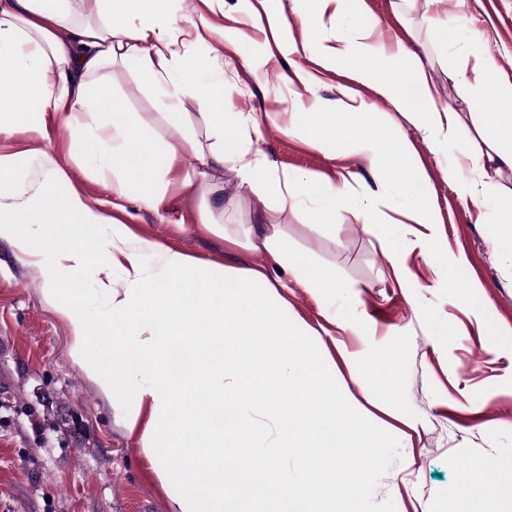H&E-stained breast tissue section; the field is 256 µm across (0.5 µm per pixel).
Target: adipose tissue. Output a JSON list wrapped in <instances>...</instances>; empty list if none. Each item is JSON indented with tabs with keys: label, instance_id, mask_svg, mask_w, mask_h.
Returning a JSON list of instances; mask_svg holds the SVG:
<instances>
[{
	"label": "adipose tissue",
	"instance_id": "adipose-tissue-1",
	"mask_svg": "<svg viewBox=\"0 0 512 512\" xmlns=\"http://www.w3.org/2000/svg\"><path fill=\"white\" fill-rule=\"evenodd\" d=\"M71 2L0 0V138L43 136L46 115H54L76 141L79 158L93 174L109 181L113 197L134 196L154 209L164 204L168 190H195L194 176L183 171L190 156L209 169L223 167L228 157L242 160V181L252 192L273 197L282 208L296 207L302 198H309L308 214L317 224L326 223L348 204L357 173H342L336 181L315 174L280 177L264 156L251 154L240 122L224 109L222 74L197 80L199 66L188 52L186 30L169 16L167 0H81L78 14ZM311 3V12L301 19L303 32H311L324 19L336 26L335 34L321 39L316 50L323 67L342 65L359 54L355 83L396 101L401 89L390 73L409 64L411 81L423 96L422 128L446 142L456 138L458 112L436 98L429 72L404 45L389 50L373 42L376 22L364 18L361 0ZM128 62L135 63L140 81L155 93L169 121L181 120L184 95L193 93L207 110L209 145L190 133L177 145L148 131L132 135L137 115L127 111L103 80L113 65ZM455 76L464 89L491 94V124L508 131L507 136L485 141L478 152L479 181L458 184L457 192L473 199L500 197V179L512 171V83L497 79L495 64L485 55L458 65ZM364 109L358 92L344 86L332 103L308 107L295 101L288 131L312 141L326 123L338 119L354 124ZM25 162V154L0 151V237L38 258L51 286L75 278L94 257L111 259L127 277L128 286L117 297L114 310L129 342L114 347L108 365L97 371L106 391L114 390L128 366H136L143 377V386L133 395L135 410L126 417L127 427H137L138 411L146 407L153 418L143 432L146 444H154L155 423L162 420L171 450L212 452L219 439L234 448L247 446L254 437L253 421L244 417L215 427L211 416L224 409V387L201 372L224 364L223 356L215 352L218 336H275L280 356H288L292 337L301 335L303 328L279 316L277 309L284 299L276 288L260 272L215 267L165 247L160 250L164 277L143 283L140 256L127 247L126 225L113 222L110 237L101 239L98 227L104 216L89 209L77 193H62L68 180L65 170L54 159H46L43 179L31 192L16 178ZM376 180L377 187L365 190V204L351 206L356 221L388 224L398 210L408 223L435 224L426 176L402 136L388 135ZM26 224L47 225L49 232L32 237L22 230ZM260 246L282 261L303 287L326 297L334 294V278L286 254L278 231L265 234ZM188 342L193 348L181 372L160 363L161 347L176 349ZM133 351L138 360L130 359ZM325 375L324 367L304 359L294 362L289 371L274 374L236 365L230 378L246 404H259L269 421L292 419L294 427L281 439L279 455L322 448L330 458L349 454L372 461L379 439L370 430L360 429L355 439L346 433L327 438L320 427H314L317 419L322 424L358 421L353 412L339 407L335 387L316 388V379ZM287 391L299 393L301 400L300 411L290 415L279 402ZM210 430L216 432V440L207 438ZM157 477L173 512H212L210 493L196 482L192 468L161 471Z\"/></svg>",
	"mask_w": 512,
	"mask_h": 512
}]
</instances>
